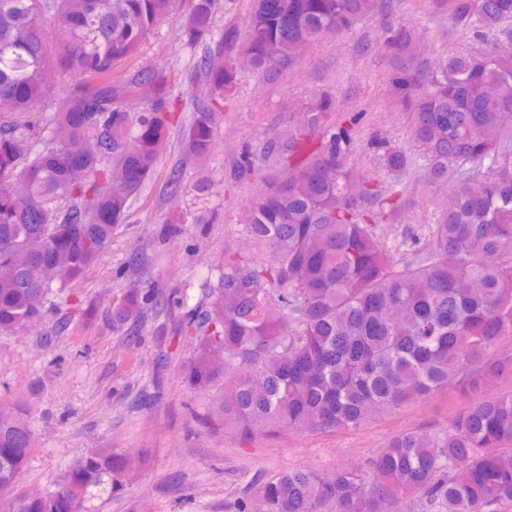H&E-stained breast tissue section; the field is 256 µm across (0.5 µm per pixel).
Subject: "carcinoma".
Masks as SVG:
<instances>
[{"instance_id":"cac0c4a2","label":"carcinoma","mask_w":512,"mask_h":512,"mask_svg":"<svg viewBox=\"0 0 512 512\" xmlns=\"http://www.w3.org/2000/svg\"><path fill=\"white\" fill-rule=\"evenodd\" d=\"M178 0H0V332L41 319L53 286L79 281L126 223L132 200L167 148L177 103L159 69L119 74ZM470 38L426 65L421 37L395 0H254L244 33L229 28L195 59L182 137L185 158L213 153L220 102L243 69L276 76L306 48L391 16L382 31L393 101L423 147L420 176L436 193L427 252L397 264L379 224L378 193L356 171L353 123L320 95L304 129L265 145L267 171L244 143L230 179L261 178L246 216V254L224 261L194 331L191 388H220L212 419L241 438L288 429L332 431L453 386L466 396L440 438L394 436L373 478L350 471L270 476L242 512H384L397 493L430 512H484L512 504V354L488 352L512 336V0H428ZM215 0H191L182 44L209 36ZM66 93L49 114L57 78ZM145 107L137 116L127 103ZM382 169L398 183L406 150L379 137ZM153 293L131 280L112 327L138 316ZM33 434L26 410L0 407V512H82L89 488L118 486L139 457L94 448L55 491L20 497Z\"/></svg>"}]
</instances>
